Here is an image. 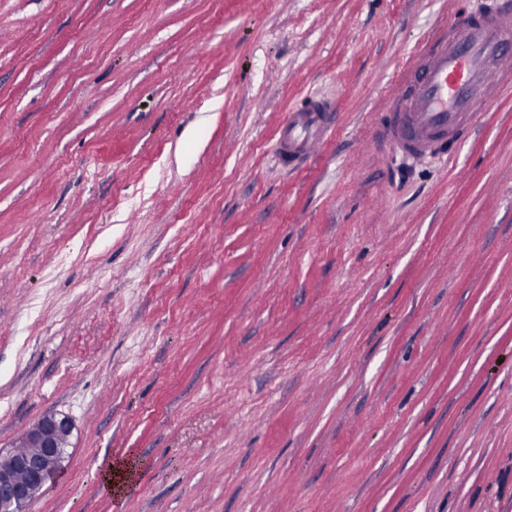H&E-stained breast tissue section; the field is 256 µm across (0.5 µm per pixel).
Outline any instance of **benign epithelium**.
I'll return each instance as SVG.
<instances>
[{"instance_id": "benign-epithelium-1", "label": "benign epithelium", "mask_w": 512, "mask_h": 512, "mask_svg": "<svg viewBox=\"0 0 512 512\" xmlns=\"http://www.w3.org/2000/svg\"><path fill=\"white\" fill-rule=\"evenodd\" d=\"M73 431L69 416L49 413L33 422L12 450H0V512H25L61 470Z\"/></svg>"}]
</instances>
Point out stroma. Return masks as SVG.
I'll use <instances>...</instances> for the list:
<instances>
[{"instance_id": "35a3bbf8", "label": "stroma", "mask_w": 512, "mask_h": 512, "mask_svg": "<svg viewBox=\"0 0 512 512\" xmlns=\"http://www.w3.org/2000/svg\"><path fill=\"white\" fill-rule=\"evenodd\" d=\"M476 3L0 0V448L76 425L28 512H512V86L377 134ZM333 113V104L324 99H311L288 111L273 148L278 161L289 167L311 158L333 132ZM137 468L138 460L132 453H122L113 457L100 472L103 487L113 497H120L124 485L135 474Z\"/></svg>"}]
</instances>
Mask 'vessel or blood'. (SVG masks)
I'll use <instances>...</instances> for the list:
<instances>
[{
    "mask_svg": "<svg viewBox=\"0 0 512 512\" xmlns=\"http://www.w3.org/2000/svg\"><path fill=\"white\" fill-rule=\"evenodd\" d=\"M511 49V6L484 5L454 17L447 36L428 39L418 50L421 65L411 76L408 96L396 99L387 115L385 136L422 155L461 129L474 127L477 101L494 87L512 84V67L501 64ZM332 132V103L309 100L289 111L274 155L284 166L298 165Z\"/></svg>",
    "mask_w": 512,
    "mask_h": 512,
    "instance_id": "obj_1",
    "label": "vessel or blood"
}]
</instances>
